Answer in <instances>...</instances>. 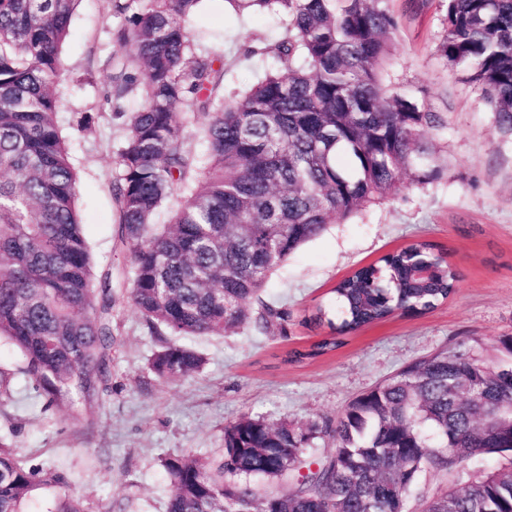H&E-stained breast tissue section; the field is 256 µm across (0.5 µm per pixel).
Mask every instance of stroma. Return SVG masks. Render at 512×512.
Here are the masks:
<instances>
[{
    "mask_svg": "<svg viewBox=\"0 0 512 512\" xmlns=\"http://www.w3.org/2000/svg\"><path fill=\"white\" fill-rule=\"evenodd\" d=\"M447 0H388L398 19L390 77L417 92L445 126L432 136L448 157L445 174L400 189L386 201L327 225L271 274L260 294L284 312L270 331L241 326L221 336L185 338L205 359L202 371L167 382L149 368L160 349L139 312L121 299L112 308L118 343L107 388L75 395L72 409L43 408L30 381L0 404V437L22 460L69 472L72 492L89 512H166L169 482L162 457L194 453L221 459L224 428L241 415L306 422L335 418L355 397L409 363L456 350L494 366L512 365V136L500 134L479 91L437 52ZM120 22L112 0H80L62 48L58 121L77 174L78 210L97 270L129 281L132 266L116 238L112 181L125 145L123 120L106 93L112 40ZM195 49L222 57L226 90L270 65L260 47L279 40V18L267 11L238 16L224 0H206L187 22ZM93 117L79 131L82 115ZM423 239L448 250L459 281L446 302L424 313L396 314L346 335L342 346L302 364H282L328 326L311 324L317 310L337 313L332 288L356 270Z\"/></svg>",
    "mask_w": 512,
    "mask_h": 512,
    "instance_id": "1",
    "label": "stroma"
}]
</instances>
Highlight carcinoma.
<instances>
[{"label":"carcinoma","instance_id":"1","mask_svg":"<svg viewBox=\"0 0 512 512\" xmlns=\"http://www.w3.org/2000/svg\"><path fill=\"white\" fill-rule=\"evenodd\" d=\"M201 0H112V29L127 58L109 101L127 140L112 183L120 242L132 265L127 299L153 333L224 335L249 321L265 330L281 313L251 317L271 271L328 224L379 203L401 177L424 184L445 163L429 140L444 127L416 97L387 83L398 21L386 0H225L234 13L266 10L283 32L259 51L272 64L224 95V60L194 52L187 17ZM78 0H0V340L23 358L17 373L58 408L93 396L112 363V279L96 280L76 205V176L58 123L61 47ZM438 50L479 89L495 126L512 135V0H448ZM139 111L123 112L133 91ZM203 132L204 157L186 148L187 114ZM351 167L336 164L338 155ZM178 199L173 222L155 213ZM457 272L428 241L412 243L333 288L340 323L308 351L397 312L446 301ZM195 349L167 342L151 361L164 381L202 369ZM512 367L462 352L417 360L352 400L336 422L295 425L241 416L224 429L219 464L193 454L161 459L166 512H234L248 500L273 512H392L426 472L512 453ZM466 376L470 388L457 380ZM500 419L479 433L481 417ZM327 436L315 463L307 449ZM294 482L286 491L283 485ZM56 468L27 467L0 441V512H27L33 492L60 488L48 512H87ZM422 512H512V468L462 487L419 495Z\"/></svg>","mask_w":512,"mask_h":512}]
</instances>
